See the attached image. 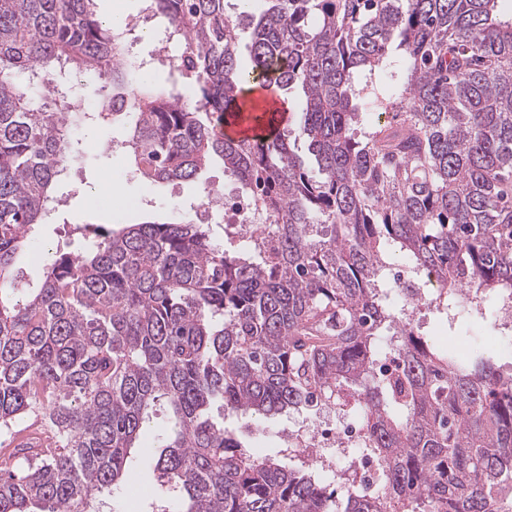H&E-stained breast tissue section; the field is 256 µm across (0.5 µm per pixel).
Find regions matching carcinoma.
<instances>
[{
	"label": "carcinoma",
	"mask_w": 512,
	"mask_h": 512,
	"mask_svg": "<svg viewBox=\"0 0 512 512\" xmlns=\"http://www.w3.org/2000/svg\"><path fill=\"white\" fill-rule=\"evenodd\" d=\"M156 0L187 63L141 64L96 0H0V512H101L156 406L151 512H505L512 374L459 359L394 313L390 254L440 288L512 296V18L498 0ZM249 30L252 66L238 38ZM104 80L91 110L73 78ZM302 95L295 135L234 137L245 85ZM388 116L355 128L361 112ZM120 125L138 182L218 158L263 224L235 252L208 224H83L39 288L16 259L47 223L73 130ZM314 157L309 170L297 153ZM393 355L397 375H375ZM366 410L375 486L240 442L210 409L263 419Z\"/></svg>",
	"instance_id": "obj_1"
}]
</instances>
